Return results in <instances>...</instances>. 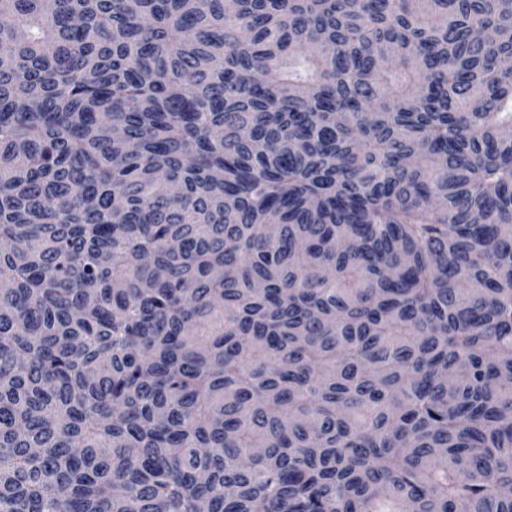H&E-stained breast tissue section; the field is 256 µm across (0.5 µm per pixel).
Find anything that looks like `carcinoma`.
<instances>
[{"label": "carcinoma", "instance_id": "1", "mask_svg": "<svg viewBox=\"0 0 512 512\" xmlns=\"http://www.w3.org/2000/svg\"><path fill=\"white\" fill-rule=\"evenodd\" d=\"M512 512V0H0V512Z\"/></svg>", "mask_w": 512, "mask_h": 512}]
</instances>
